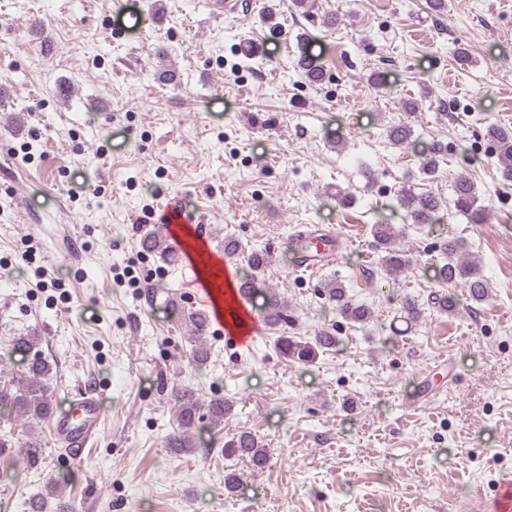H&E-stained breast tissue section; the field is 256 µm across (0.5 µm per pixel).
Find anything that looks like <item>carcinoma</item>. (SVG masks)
<instances>
[{"mask_svg": "<svg viewBox=\"0 0 512 512\" xmlns=\"http://www.w3.org/2000/svg\"><path fill=\"white\" fill-rule=\"evenodd\" d=\"M294 67L307 81L317 82L322 79L321 69L302 50L295 54ZM487 136L493 140L497 149V164L501 179L512 181V129L505 126L492 125L487 128ZM388 140L396 145H408L411 142L410 127L398 124L387 130ZM442 147L432 143L418 152V169L425 176H434L440 165ZM405 209L404 221L412 224H442L447 219L448 209L442 201L429 193L407 195L401 199ZM450 206L454 213L466 217L471 224H482L486 216L487 206L479 203L478 189L475 183L465 175L457 177L452 186ZM375 246L380 252V266L390 276L400 273L408 264V258L396 246L397 232L394 225L385 221L372 225ZM141 250L159 253L171 259L174 257L172 247L161 237L154 234L144 235L140 241ZM443 255L442 264L437 274L444 288L461 286L466 289L467 296L474 302H482L488 297V284L481 275L478 266L473 262L455 259L462 249L457 240L444 239L439 245ZM266 259L253 251L247 256V269L242 278L241 287L251 291L258 286L264 273ZM328 299L336 311L345 320L355 323H366L368 310L352 302L346 295L342 285L332 282L327 286ZM403 318L408 324L417 322L423 314L417 300L405 297L401 303ZM188 321L194 326L195 344L192 355L195 362L202 364L208 358V347L205 343L207 317L201 312H190ZM337 339L332 333L324 331L314 336L311 342H298L288 336L280 339L282 354L293 360L309 363L317 354L326 349L336 347ZM38 337L30 334L13 338V347L19 351L34 352L33 358L6 385L0 387V416L19 413L33 420H44L55 414L56 404L47 393V386L52 376L53 364L37 350ZM179 432L167 441V446L176 450L193 447V432L203 427L204 421L218 425L224 416L231 411V406L222 399L207 402L200 400L192 391H184L177 398ZM224 452L249 462L255 471L263 470L269 461L265 448L259 444L255 435L249 431H241L225 444Z\"/></svg>", "mask_w": 512, "mask_h": 512, "instance_id": "cac0c4a2", "label": "carcinoma"}]
</instances>
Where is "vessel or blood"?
Listing matches in <instances>:
<instances>
[{
  "label": "vessel or blood",
  "instance_id": "vessel-or-blood-1",
  "mask_svg": "<svg viewBox=\"0 0 512 512\" xmlns=\"http://www.w3.org/2000/svg\"><path fill=\"white\" fill-rule=\"evenodd\" d=\"M162 216L160 230L172 241L174 247H181L185 233H192L200 239L206 236L205 231L198 226L196 216L170 207L163 210ZM189 262L207 271L195 293V298L202 305L211 308L216 326L224 330L225 342L236 347L250 345L257 335L263 333L267 319L250 309L249 295L238 290L234 293V306L242 322L237 326L225 323L220 300L229 267L224 263L222 251L208 246L191 254ZM99 411L97 396L86 392L71 400L67 409L53 418V434L67 444L72 455L81 454L83 444L94 435ZM483 512H512L511 482L501 483L492 496L484 499Z\"/></svg>",
  "mask_w": 512,
  "mask_h": 512
}]
</instances>
